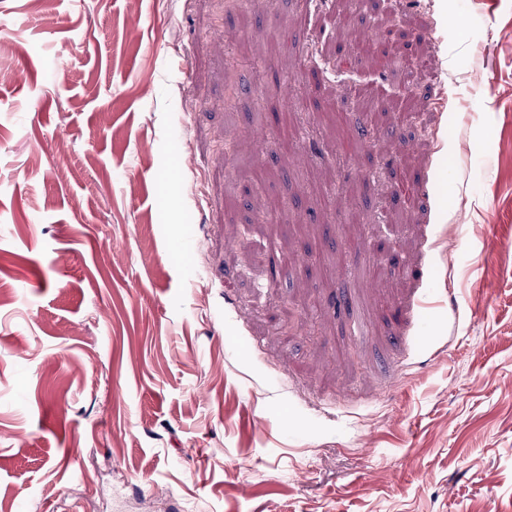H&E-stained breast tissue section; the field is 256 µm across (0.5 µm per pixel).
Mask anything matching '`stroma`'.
<instances>
[{
  "instance_id": "obj_1",
  "label": "stroma",
  "mask_w": 512,
  "mask_h": 512,
  "mask_svg": "<svg viewBox=\"0 0 512 512\" xmlns=\"http://www.w3.org/2000/svg\"><path fill=\"white\" fill-rule=\"evenodd\" d=\"M387 7L0 0V512H512V0Z\"/></svg>"
}]
</instances>
